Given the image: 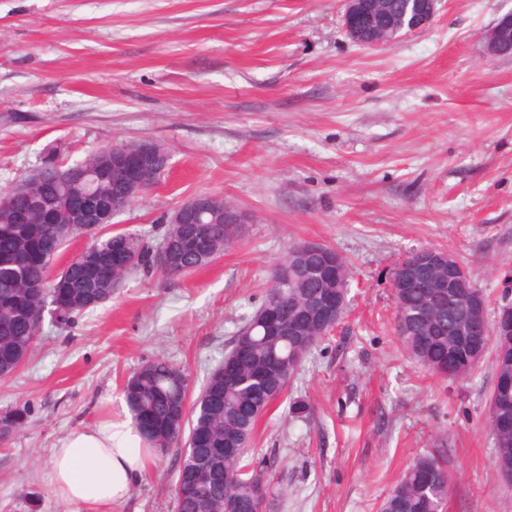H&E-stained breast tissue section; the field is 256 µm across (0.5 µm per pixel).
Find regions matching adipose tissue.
I'll use <instances>...</instances> for the list:
<instances>
[{"label":"adipose tissue","mask_w":512,"mask_h":512,"mask_svg":"<svg viewBox=\"0 0 512 512\" xmlns=\"http://www.w3.org/2000/svg\"><path fill=\"white\" fill-rule=\"evenodd\" d=\"M157 457L124 406L107 411L92 425L73 427L58 439L47 482L75 512H110L128 498Z\"/></svg>","instance_id":"obj_1"}]
</instances>
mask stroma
Segmentation results:
<instances>
[{
	"mask_svg": "<svg viewBox=\"0 0 512 512\" xmlns=\"http://www.w3.org/2000/svg\"><path fill=\"white\" fill-rule=\"evenodd\" d=\"M342 0H0V194L47 158L110 144L170 156L115 219L157 246L199 194L253 217L216 260L176 278L138 269L111 299L44 319L28 360L0 378V512H70L50 450L98 402L163 358L202 384L261 303L291 244L334 248L349 305L257 425L275 512H378L418 456L448 451L447 512H512L492 465L491 359L431 374L394 330L395 266L451 252L490 309L512 303V56L487 36L512 0H439L425 28L377 48L342 25ZM302 401L305 417L291 405ZM179 449L112 512H174Z\"/></svg>",
	"mask_w": 512,
	"mask_h": 512,
	"instance_id": "1",
	"label": "stroma"
}]
</instances>
